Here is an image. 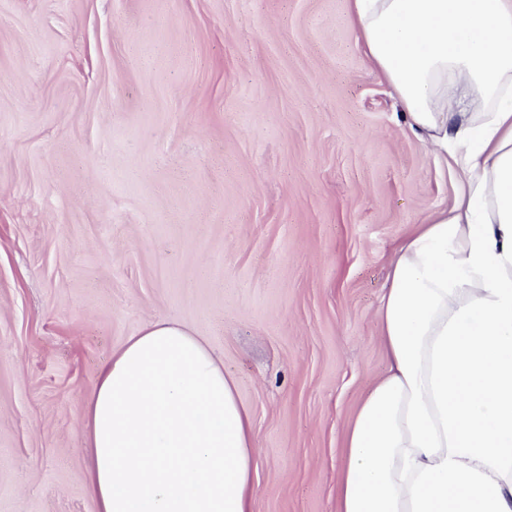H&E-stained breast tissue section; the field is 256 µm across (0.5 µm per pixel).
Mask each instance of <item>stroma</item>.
<instances>
[{"instance_id": "35a3bbf8", "label": "stroma", "mask_w": 512, "mask_h": 512, "mask_svg": "<svg viewBox=\"0 0 512 512\" xmlns=\"http://www.w3.org/2000/svg\"><path fill=\"white\" fill-rule=\"evenodd\" d=\"M455 191L349 0H0V512H96L84 408L158 318L238 382L254 512H336L392 250Z\"/></svg>"}]
</instances>
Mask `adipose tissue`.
Segmentation results:
<instances>
[{
  "instance_id": "1",
  "label": "adipose tissue",
  "mask_w": 512,
  "mask_h": 512,
  "mask_svg": "<svg viewBox=\"0 0 512 512\" xmlns=\"http://www.w3.org/2000/svg\"><path fill=\"white\" fill-rule=\"evenodd\" d=\"M355 39L458 193L395 248L386 370L348 427L337 512H512V0H350ZM98 512H252L237 384L148 322L83 416Z\"/></svg>"
}]
</instances>
